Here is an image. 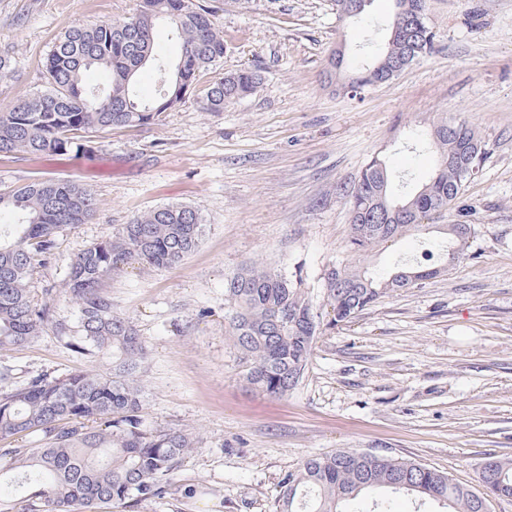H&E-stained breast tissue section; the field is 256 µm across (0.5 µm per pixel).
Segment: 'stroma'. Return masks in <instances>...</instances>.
Segmentation results:
<instances>
[{
	"label": "stroma",
	"mask_w": 512,
	"mask_h": 512,
	"mask_svg": "<svg viewBox=\"0 0 512 512\" xmlns=\"http://www.w3.org/2000/svg\"><path fill=\"white\" fill-rule=\"evenodd\" d=\"M227 51L206 81L260 70L252 96L219 113L189 96L163 121L98 134L90 153L0 155V188L75 180L91 219L65 227L50 264L30 280L70 335L66 280L75 257L119 225L167 204L197 209L198 247L170 268L123 266L103 281L114 312L147 345L146 426L198 438L175 486L138 512H279L282 475L307 457L354 448L402 456L478 486L483 464L512 458V0H428L430 56L354 97L328 81L337 46L359 70L381 53L395 0H369L340 19L334 0H198ZM139 0H0V108L44 90L43 61L66 30L133 14ZM461 117L486 159L461 198L475 232L464 258L391 292L352 323L322 325L303 379L281 398L249 391L229 335L224 287L254 262L326 310L328 273L362 265L385 274L404 258L441 254L448 237L415 233L365 256L349 253L345 194L372 157L393 187L432 174L434 123ZM108 374L112 361L69 348L54 324L0 349L12 384L35 376Z\"/></svg>",
	"instance_id": "stroma-1"
}]
</instances>
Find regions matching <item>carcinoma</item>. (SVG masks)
Listing matches in <instances>:
<instances>
[{
  "label": "carcinoma",
  "mask_w": 512,
  "mask_h": 512,
  "mask_svg": "<svg viewBox=\"0 0 512 512\" xmlns=\"http://www.w3.org/2000/svg\"><path fill=\"white\" fill-rule=\"evenodd\" d=\"M404 18L390 31L378 61L346 76L356 96L392 78L394 65H407L433 50L436 34L423 13L427 0H396ZM169 26L177 50L156 58L155 29ZM224 34L212 14L194 0H140L137 11L118 22L73 27L60 35L44 64L45 90L0 108V154H64L93 150L92 134L162 120L195 93L206 112H222L254 94L262 84L255 69L225 74L202 84L205 72L224 57ZM156 64L160 88L152 99L136 95V78ZM102 67L111 85L94 89L86 73ZM435 172L422 186L395 195L385 163L373 157L347 191L351 233L347 248L366 253L410 232L430 216L456 205L469 181L468 169L485 159L482 141L464 120H442L432 132ZM92 193L72 180H33L0 192V210L18 212L21 222L0 239V348L21 347L50 324V308L33 302L29 279L36 266L55 255L57 234L83 224L94 212ZM203 218L183 204L157 207L121 225L112 239L94 243L71 266L69 299L79 314V335L69 345L79 352L112 356V373H73L62 379L37 376L0 395V439L39 437L37 448H0V512H11L16 492L28 491L27 512H135L162 499L185 456L198 441L180 431L147 427L142 420L139 374L145 341L112 310L102 280L132 262L163 268L180 263L202 240ZM474 225H447L449 249L465 255ZM448 265L404 262L389 275L359 266L338 267L327 277L331 323H348L383 295L403 287L410 275L428 280ZM225 296L233 308L228 335L240 354L244 378L254 389L283 396L292 391L313 355L320 315L297 286L274 270L253 264L230 279ZM492 481L512 496V459L493 461ZM281 512H393L392 496L437 502L445 512H478L479 490L449 483L445 472L412 460L386 456L377 464L355 449L309 457L279 481Z\"/></svg>",
  "instance_id": "obj_1"
}]
</instances>
